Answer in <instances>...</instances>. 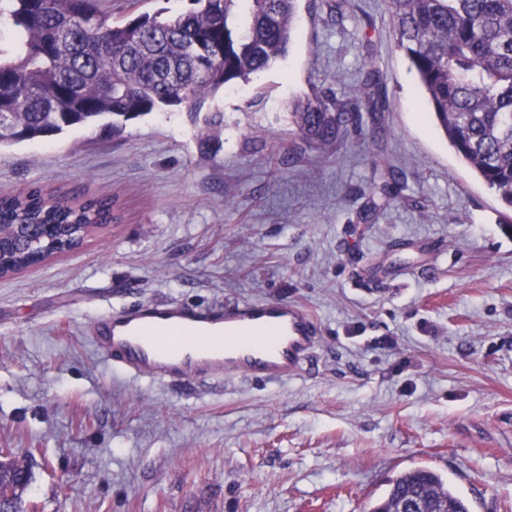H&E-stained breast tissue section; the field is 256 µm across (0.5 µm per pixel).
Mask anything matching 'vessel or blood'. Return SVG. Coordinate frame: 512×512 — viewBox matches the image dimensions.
<instances>
[{
  "label": "vessel or blood",
  "instance_id": "b4317fda",
  "mask_svg": "<svg viewBox=\"0 0 512 512\" xmlns=\"http://www.w3.org/2000/svg\"><path fill=\"white\" fill-rule=\"evenodd\" d=\"M318 337L315 316L296 303H234L211 311L167 302L98 319L91 341L109 365L135 377L271 383L298 375Z\"/></svg>",
  "mask_w": 512,
  "mask_h": 512
}]
</instances>
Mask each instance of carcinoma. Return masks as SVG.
Instances as JSON below:
<instances>
[{
  "label": "carcinoma",
  "instance_id": "cac0c4a2",
  "mask_svg": "<svg viewBox=\"0 0 512 512\" xmlns=\"http://www.w3.org/2000/svg\"><path fill=\"white\" fill-rule=\"evenodd\" d=\"M20 52L0 59V144L59 134L105 120L112 132L162 107L183 103L201 112L206 99L248 83L284 59L297 0H191L175 17L140 14L108 22L99 0H10ZM397 48L418 76L428 111L456 155L512 212V0H388ZM388 109L378 72L360 97L342 102L320 91L295 102L290 116L308 150L340 145L361 125V107ZM109 198L78 201L39 189L0 196V231L12 224H72L86 235L112 223ZM30 473L0 462V500L22 512ZM430 512H470L466 501L427 468L390 481L370 512L401 502Z\"/></svg>",
  "mask_w": 512,
  "mask_h": 512
}]
</instances>
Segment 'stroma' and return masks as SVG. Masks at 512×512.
I'll list each match as a JSON object with an SVG mask.
<instances>
[{"instance_id": "35a3bbf8", "label": "stroma", "mask_w": 512, "mask_h": 512, "mask_svg": "<svg viewBox=\"0 0 512 512\" xmlns=\"http://www.w3.org/2000/svg\"><path fill=\"white\" fill-rule=\"evenodd\" d=\"M332 2L298 0L287 59L207 100L219 129L180 105L0 146V194L122 215L0 278V448L36 512H370L418 466L470 512H512V219L433 124L387 0ZM189 7L103 2L115 21ZM371 66L383 132L305 150L291 104L354 96ZM267 300L320 326L285 382L133 379L90 341L146 302Z\"/></svg>"}]
</instances>
